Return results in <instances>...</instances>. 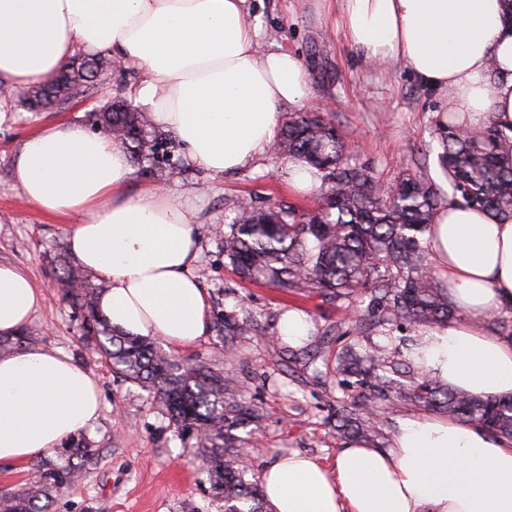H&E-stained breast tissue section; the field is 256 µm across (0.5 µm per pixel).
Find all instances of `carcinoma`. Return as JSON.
I'll return each instance as SVG.
<instances>
[{"label":"carcinoma","instance_id":"obj_1","mask_svg":"<svg viewBox=\"0 0 512 512\" xmlns=\"http://www.w3.org/2000/svg\"><path fill=\"white\" fill-rule=\"evenodd\" d=\"M62 90L60 108L93 94L94 80ZM112 139L157 154L166 138L148 114L117 101L98 114ZM439 162L454 196L493 216L512 218V142L488 125L480 129L452 124L443 129ZM280 152L316 167L325 184L320 203L307 213L294 207L264 208L243 200L230 231L224 234V255L245 280L264 282L289 294L313 293L323 298H368L367 315L376 323L407 322L436 327L454 318L448 285L428 267L423 237L440 207L434 185L412 173L395 182L392 196L380 192L371 172L350 163L345 143L326 113H296L279 135ZM61 283L82 315V340L104 355L113 372L153 393L172 422L199 435V454L207 466L215 497L224 512H266L260 487L245 481L243 449L230 432L259 410L245 408L234 380L201 365H182L155 343L117 331L95 308L94 289L78 271L66 272ZM385 353L373 350L360 385L382 383L397 400L410 399L442 410L458 420L512 440V396L482 398L450 389L429 377L421 366L405 380L386 376ZM375 428L372 405L342 409L336 431L365 437ZM80 463L65 469L39 464L33 481L18 493L0 498V512H44L39 502L74 484L94 449L74 446Z\"/></svg>","mask_w":512,"mask_h":512}]
</instances>
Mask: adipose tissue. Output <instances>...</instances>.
I'll list each match as a JSON object with an SVG mask.
<instances>
[{"label": "adipose tissue", "mask_w": 512, "mask_h": 512, "mask_svg": "<svg viewBox=\"0 0 512 512\" xmlns=\"http://www.w3.org/2000/svg\"><path fill=\"white\" fill-rule=\"evenodd\" d=\"M346 36L369 63L403 61L448 100L455 123L512 137V5L507 0H339ZM248 0H0V81L30 86L76 49L108 51L146 74L136 99L188 149L194 166H245L276 138L280 110L314 96L291 51L258 49ZM128 155L78 124L24 143L15 177L40 210L74 219L68 249L110 282L97 308L112 327L187 348L209 331L192 273L196 207L154 184L130 196ZM461 320L420 331L414 361L440 384L512 396V341L482 321L512 305V221L455 203L426 235ZM41 304L19 268L0 262V336ZM98 382L61 352L34 345L0 357V463L26 464L100 414ZM271 512H512V445L435 417L399 421L389 449L347 444L333 467L298 452L262 474Z\"/></svg>", "instance_id": "obj_1"}]
</instances>
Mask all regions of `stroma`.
<instances>
[{
    "label": "stroma",
    "mask_w": 512,
    "mask_h": 512,
    "mask_svg": "<svg viewBox=\"0 0 512 512\" xmlns=\"http://www.w3.org/2000/svg\"><path fill=\"white\" fill-rule=\"evenodd\" d=\"M250 11L261 24V49L291 50L301 58L315 92L304 109H330L352 163L368 168L382 186L412 171L434 182L444 200L452 199L438 162L447 118L442 95L421 86L404 65L361 60L330 0H250ZM142 79L141 71L108 60L92 97L47 112L26 111L15 90L0 88V262L25 271L42 295L23 333L31 344L61 351L90 371L103 399L93 428L78 434L94 448V459L82 480L52 494L49 512H224L223 501L210 491L195 434L173 425L153 394L113 374L106 358L83 343L80 312L59 287L63 273L77 267L65 241L72 221L28 204L14 177L23 143L44 124L75 122L100 132L98 113L115 99H134ZM129 162V194L160 182L194 201L202 232L193 272L207 296L210 320L228 312L239 316L235 336L212 329L170 355L234 379L245 401L258 406L259 428L246 424L233 432L248 451L250 482H260L268 465L294 451L333 466L348 442L334 428L341 406L376 400V428L366 438L373 448L391 446L399 419L432 416L431 408L413 400H384L376 391L363 396L353 378L336 369L350 342L361 354L383 350L393 367L402 368L409 359L402 338L415 335V328H360L359 301L286 295L243 280L225 257L224 234L240 201L314 207V197L299 196L289 186L291 158L271 148L243 168L216 175L191 166L186 147L172 137L164 153L152 158L133 152ZM159 167L165 171L161 179L155 175ZM289 309L303 310L313 321L314 332L303 345L277 336L278 320ZM356 328L360 336L351 337Z\"/></svg>",
    "instance_id": "35a3bbf8"
}]
</instances>
